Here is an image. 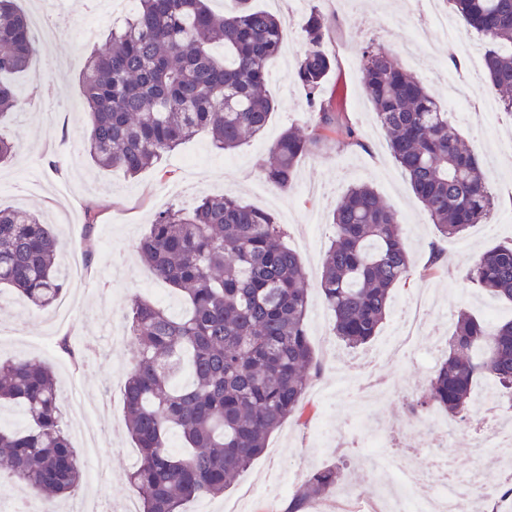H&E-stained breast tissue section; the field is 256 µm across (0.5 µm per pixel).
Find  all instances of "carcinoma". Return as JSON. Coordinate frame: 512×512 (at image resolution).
Masks as SVG:
<instances>
[{
  "label": "carcinoma",
  "mask_w": 512,
  "mask_h": 512,
  "mask_svg": "<svg viewBox=\"0 0 512 512\" xmlns=\"http://www.w3.org/2000/svg\"><path fill=\"white\" fill-rule=\"evenodd\" d=\"M234 2L217 13L209 0H135L125 22L92 51L80 84L89 114L86 148L97 167L135 178L199 133L224 152L263 133L276 107L267 93V63L288 28L252 0ZM446 2L466 27L491 40L485 77L512 112V0ZM324 27L320 15L308 20L296 66L311 129L285 130L261 163L266 179L282 190L291 187L299 157L332 130L321 99L332 68L321 48ZM216 47L223 53L215 54ZM36 51L16 0H0V120L25 105L12 76L28 69ZM361 70L391 154L440 235L457 237L489 222L495 196L452 114L384 46H363ZM332 224L319 289L333 336L354 348L386 322L410 259L398 214L370 185L347 190ZM284 234L271 214L224 194L206 196L190 211L156 213L137 242L145 265L184 303L180 312L139 297L129 304L135 354L124 383L125 422L138 459L127 478L140 512H185L195 499L224 494L270 435L302 415L319 362L305 325L304 268ZM466 276L512 304V243L484 251ZM0 286L37 309L55 304L66 282L54 225L0 206ZM447 344L412 408L425 413L435 406L465 422L482 378L512 400V318L489 327L463 312ZM59 402L48 366L28 358L0 363V405L20 404L26 414L21 428L0 425V466L48 505L73 492L83 476ZM176 433L178 451L169 444ZM345 481L336 465L312 471L285 512H301Z\"/></svg>",
  "instance_id": "cac0c4a2"
}]
</instances>
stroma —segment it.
Masks as SVG:
<instances>
[{
    "label": "stroma",
    "mask_w": 512,
    "mask_h": 512,
    "mask_svg": "<svg viewBox=\"0 0 512 512\" xmlns=\"http://www.w3.org/2000/svg\"><path fill=\"white\" fill-rule=\"evenodd\" d=\"M261 8L282 15L288 23V46L268 65V89L277 103L264 134L239 149L215 150L208 137L196 136L168 155L160 166L135 178L93 165L85 151L88 117L82 104L79 75L91 48L82 32L91 27L106 34L115 17L123 15L119 0H64L59 12L67 29L49 50L33 59L19 77L21 85H41L47 97L40 105H25L0 134L15 140L18 152L0 164V205L23 207L45 215L61 235L63 255H75L88 277L68 283L73 308L66 322H55L54 311H38L12 291L0 288V359L19 356L47 364L62 387L76 386L84 404L96 405L109 393V409L97 422L109 427L110 437L99 453L109 470L99 485L81 484L79 494L97 493L123 512L136 492L128 483L129 458L136 448L124 424L123 385L134 354L133 344L106 347L105 357L73 363L57 352L55 341L70 337L86 346L89 337L119 335L125 330L130 296L156 298L161 284L152 279L135 253L153 216L172 206L191 208L200 196L230 194L242 202L272 213L288 229L286 243L305 268L312 292L306 326L321 364L306 394L302 419H289L273 433L264 453L227 489L223 497L199 499L188 512H224L238 502L241 512H282L290 491L296 490L315 469L339 464L349 471L358 489H373L376 464L386 463L390 450L383 426H404L407 421L403 391L425 389L434 375L426 351L438 337L450 336L459 310H467L487 325L512 318V305L491 297L464 278L478 254L497 243L512 240V161L496 164L487 175L499 207L487 224L470 228L461 237L439 236L416 200L410 182L391 155L384 129L362 86L361 48L372 40L399 50L412 36L399 20L398 0H255ZM326 20L324 49L333 69L322 98L335 118V130L299 160L292 186L280 190L266 180L260 163L268 147L286 129H306L310 114L295 77V59L305 49L301 28L311 12ZM422 61L413 73L434 94L443 91L444 76L475 83L472 106L454 110L462 139L480 156L494 153L498 137L512 134V120L504 113L485 116L477 111L483 100L497 99L482 72L454 69L448 44L436 41L421 46ZM353 127L360 143H349L344 129ZM357 183L373 186L384 202L405 219L410 270L405 283L393 290L391 315L371 342L347 348L331 334V320L317 288L322 259L332 237V212L346 189ZM97 221L96 248L84 256L86 209ZM443 258L432 263L431 253ZM433 299L426 324L403 358L384 362L396 395L358 407L357 384L362 357L376 353L393 334L409 305L420 292ZM341 439L342 448L329 439Z\"/></svg>",
    "instance_id": "obj_1"
}]
</instances>
